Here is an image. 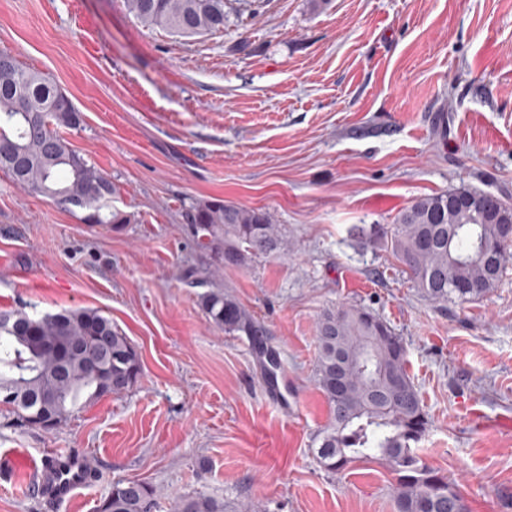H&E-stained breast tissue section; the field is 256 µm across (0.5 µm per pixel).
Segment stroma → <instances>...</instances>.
<instances>
[{
  "label": "stroma",
  "instance_id": "stroma-1",
  "mask_svg": "<svg viewBox=\"0 0 512 512\" xmlns=\"http://www.w3.org/2000/svg\"><path fill=\"white\" fill-rule=\"evenodd\" d=\"M0 51L81 112L73 148L118 189L119 232L0 172V310L94 308L142 375L52 430L0 410V452H82L93 481L48 504L0 483V512H96L138 480L158 512L205 496L238 512H396L380 460L326 471L329 406L315 381L326 308L372 311L400 336L429 416L419 444L469 512H512V263L465 304L416 288L384 230L462 187L512 204V0H266L222 32L181 38L122 0H0ZM222 199L267 210L288 252L223 268L186 214ZM228 289L281 360L269 399L246 336L208 321Z\"/></svg>",
  "mask_w": 512,
  "mask_h": 512
}]
</instances>
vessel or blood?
Listing matches in <instances>:
<instances>
[{
	"label": "vessel or blood",
	"mask_w": 512,
	"mask_h": 512,
	"mask_svg": "<svg viewBox=\"0 0 512 512\" xmlns=\"http://www.w3.org/2000/svg\"><path fill=\"white\" fill-rule=\"evenodd\" d=\"M0 474L33 481L56 502L70 498L74 491L87 485L91 472L84 456L63 449L41 458L21 452L1 454Z\"/></svg>",
	"instance_id": "1"
}]
</instances>
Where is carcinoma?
<instances>
[{"mask_svg": "<svg viewBox=\"0 0 512 512\" xmlns=\"http://www.w3.org/2000/svg\"><path fill=\"white\" fill-rule=\"evenodd\" d=\"M141 24L179 37L224 30L233 16H254L265 0H122ZM78 127L69 98L38 72L0 52V171L28 192L82 211L92 227L123 230L130 215L114 209L112 181L72 148L59 129ZM472 203L456 206L448 194L416 200L384 234L415 286L438 303L483 297L503 276L508 243L501 229L512 212L497 196L464 189ZM187 218L202 233L201 246L223 266H244L253 257L280 256L287 246L281 225L262 208L212 199L191 207ZM209 320L226 333H243L264 359L267 381L280 369L264 331L237 299L216 289L201 296ZM0 404L24 425L38 419L59 425L82 398L120 394L142 373L139 354L112 320L92 308L63 309L32 316L22 309L0 311ZM317 385L330 409V423L316 454L323 467L341 473L356 461H384L396 475L397 512H468L447 477L428 467L418 445L429 425L420 393L406 369L402 339L369 310L341 305L317 321ZM345 365L343 389L336 368ZM154 490L136 480L120 481L98 512H155ZM177 512H234L208 497H186Z\"/></svg>", "mask_w": 512, "mask_h": 512, "instance_id": "1", "label": "carcinoma"}]
</instances>
